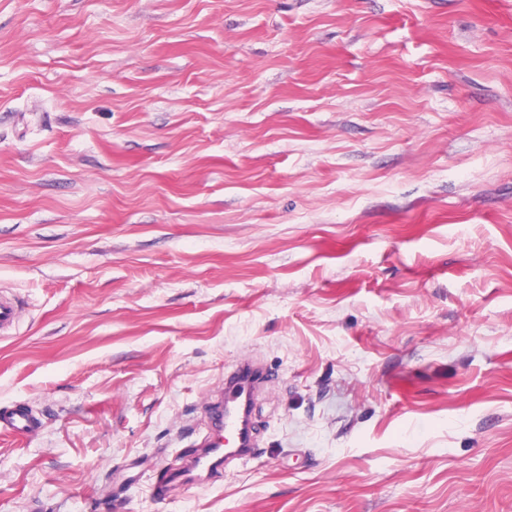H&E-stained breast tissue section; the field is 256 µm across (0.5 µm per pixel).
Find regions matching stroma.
Instances as JSON below:
<instances>
[{
    "label": "stroma",
    "instance_id": "stroma-1",
    "mask_svg": "<svg viewBox=\"0 0 512 512\" xmlns=\"http://www.w3.org/2000/svg\"><path fill=\"white\" fill-rule=\"evenodd\" d=\"M1 290L0 512H512V0H0ZM18 320L17 302L0 292V338L13 335ZM268 375L252 362L243 361L225 376L224 389L207 399L204 436L199 452L172 472L174 480L206 483L230 461H247L254 455L252 406ZM43 426L42 419L28 404L17 402L0 409V433L14 437H29Z\"/></svg>",
    "mask_w": 512,
    "mask_h": 512
}]
</instances>
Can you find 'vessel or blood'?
<instances>
[{
	"instance_id": "1",
	"label": "vessel or blood",
	"mask_w": 512,
	"mask_h": 512,
	"mask_svg": "<svg viewBox=\"0 0 512 512\" xmlns=\"http://www.w3.org/2000/svg\"><path fill=\"white\" fill-rule=\"evenodd\" d=\"M18 320L16 301L0 292V338L12 336ZM266 373L245 361L226 375L224 387L207 399L201 449L176 468L172 477L188 484L206 483L212 474L230 461H246L254 454L252 406L266 381ZM43 426L28 404L18 402L0 409V433L28 437Z\"/></svg>"
}]
</instances>
